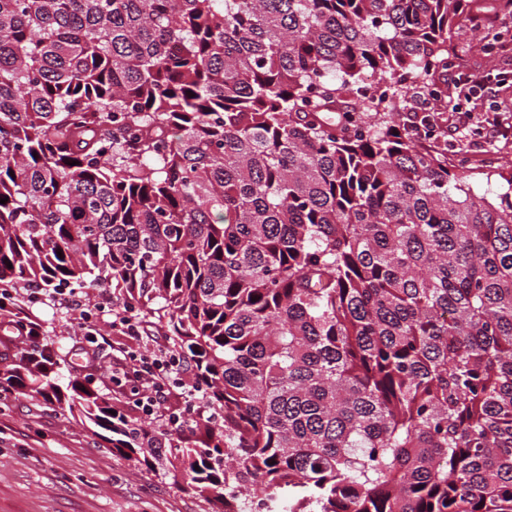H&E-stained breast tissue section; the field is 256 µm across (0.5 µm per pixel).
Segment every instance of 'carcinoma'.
Wrapping results in <instances>:
<instances>
[{"label":"carcinoma","instance_id":"cac0c4a2","mask_svg":"<svg viewBox=\"0 0 512 512\" xmlns=\"http://www.w3.org/2000/svg\"><path fill=\"white\" fill-rule=\"evenodd\" d=\"M512 0H0V318L117 290L193 355L176 484L275 512H512V194L448 164L454 26ZM430 111L349 129L362 78ZM166 449L46 344L0 390Z\"/></svg>","mask_w":512,"mask_h":512}]
</instances>
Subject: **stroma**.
I'll list each match as a JSON object with an SVG mask.
<instances>
[{
	"mask_svg": "<svg viewBox=\"0 0 512 512\" xmlns=\"http://www.w3.org/2000/svg\"><path fill=\"white\" fill-rule=\"evenodd\" d=\"M450 42L463 69L489 74L483 108L512 120V48L478 51L475 28L453 29ZM449 155L471 159L466 182L476 195L503 192L506 182L484 177L489 163L512 160V133L495 141L485 135H449ZM69 364L84 370L94 385L111 393L108 374L121 351L142 348L140 340L112 335L110 348L85 362L74 336L54 337ZM224 505L179 489L170 476L105 451L92 426L69 413L46 409L31 390L0 406V512H222Z\"/></svg>",
	"mask_w": 512,
	"mask_h": 512,
	"instance_id": "35a3bbf8",
	"label": "stroma"
}]
</instances>
